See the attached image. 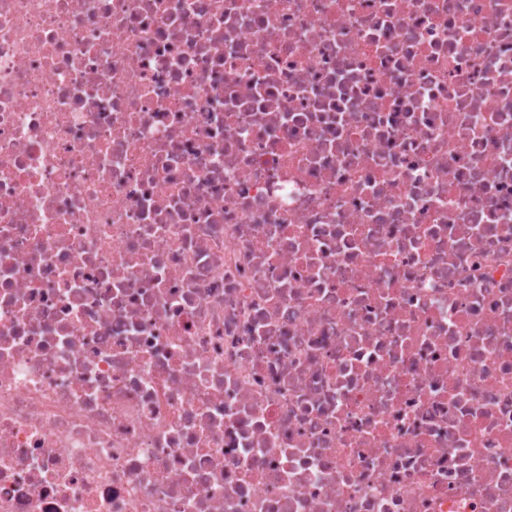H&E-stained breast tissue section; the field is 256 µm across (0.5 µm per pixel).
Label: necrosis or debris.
<instances>
[{
	"mask_svg": "<svg viewBox=\"0 0 512 512\" xmlns=\"http://www.w3.org/2000/svg\"><path fill=\"white\" fill-rule=\"evenodd\" d=\"M0 512H512V0H0Z\"/></svg>",
	"mask_w": 512,
	"mask_h": 512,
	"instance_id": "obj_1",
	"label": "necrosis or debris"
}]
</instances>
